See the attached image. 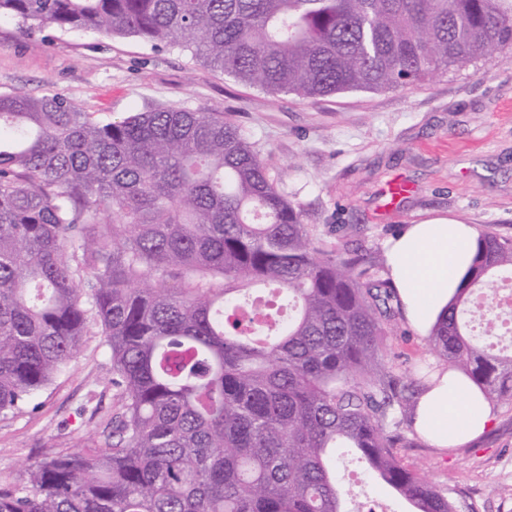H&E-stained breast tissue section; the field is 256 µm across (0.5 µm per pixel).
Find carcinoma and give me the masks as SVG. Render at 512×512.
Here are the masks:
<instances>
[{"instance_id":"1","label":"carcinoma","mask_w":512,"mask_h":512,"mask_svg":"<svg viewBox=\"0 0 512 512\" xmlns=\"http://www.w3.org/2000/svg\"><path fill=\"white\" fill-rule=\"evenodd\" d=\"M32 33L190 50L268 94L413 86L512 48V0H0ZM385 259L316 241L219 112L106 121L61 95L0 93V414L96 326L118 408L93 446L0 477V512H359L335 452L410 512L456 502L400 464L414 399L378 362L401 317ZM512 240L478 237L429 350L512 401Z\"/></svg>"}]
</instances>
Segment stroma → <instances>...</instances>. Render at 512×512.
Returning a JSON list of instances; mask_svg holds the SVG:
<instances>
[{"mask_svg":"<svg viewBox=\"0 0 512 512\" xmlns=\"http://www.w3.org/2000/svg\"><path fill=\"white\" fill-rule=\"evenodd\" d=\"M64 95L104 120L147 106L221 112L248 136L316 238L385 252L402 228L445 217L512 239V49L415 88L314 100L270 95L191 51L135 38L0 23V92ZM379 353L397 371L437 364L425 334L399 319ZM116 408L100 330L31 404L0 416V475L91 444ZM480 438L436 448L400 426V463L449 493L460 512H512V404Z\"/></svg>","mask_w":512,"mask_h":512,"instance_id":"35a3bbf8","label":"stroma"}]
</instances>
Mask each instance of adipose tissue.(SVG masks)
I'll return each instance as SVG.
<instances>
[{"mask_svg": "<svg viewBox=\"0 0 512 512\" xmlns=\"http://www.w3.org/2000/svg\"><path fill=\"white\" fill-rule=\"evenodd\" d=\"M478 233L448 219L411 224L390 239L386 260L408 322L427 332L462 288ZM495 413L484 394L456 372H444L419 397L414 429L437 448L481 437Z\"/></svg>", "mask_w": 512, "mask_h": 512, "instance_id": "ef3b65f1", "label": "adipose tissue"}]
</instances>
